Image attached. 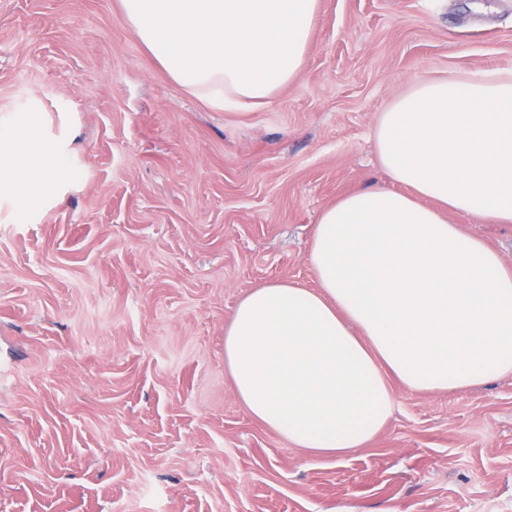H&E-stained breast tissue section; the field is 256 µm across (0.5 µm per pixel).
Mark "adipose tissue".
<instances>
[{"instance_id": "1", "label": "adipose tissue", "mask_w": 512, "mask_h": 512, "mask_svg": "<svg viewBox=\"0 0 512 512\" xmlns=\"http://www.w3.org/2000/svg\"><path fill=\"white\" fill-rule=\"evenodd\" d=\"M168 78L224 108L270 100L301 70L319 0H120ZM380 164L395 189L360 188L312 232L313 288L265 283L224 328V367L252 417L289 444L340 456L411 392L512 373V267L450 223L512 224V74L424 78L380 112ZM66 172L37 106L0 131V197L28 218Z\"/></svg>"}]
</instances>
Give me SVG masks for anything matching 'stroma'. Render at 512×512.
Instances as JSON below:
<instances>
[{
	"label": "stroma",
	"mask_w": 512,
	"mask_h": 512,
	"mask_svg": "<svg viewBox=\"0 0 512 512\" xmlns=\"http://www.w3.org/2000/svg\"><path fill=\"white\" fill-rule=\"evenodd\" d=\"M512 71V0H320L265 104L175 85L120 0H0V125L33 103L69 158L28 220L0 200V512H512V374L410 392L317 457L252 418L224 327L260 284L313 288L320 212L391 186L373 129L433 74ZM451 223L512 266V227Z\"/></svg>",
	"instance_id": "obj_1"
}]
</instances>
